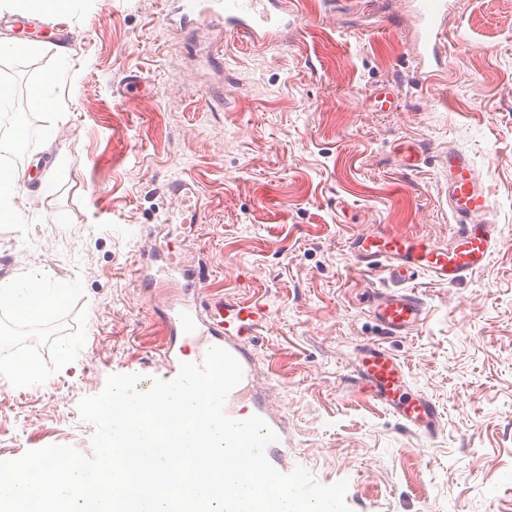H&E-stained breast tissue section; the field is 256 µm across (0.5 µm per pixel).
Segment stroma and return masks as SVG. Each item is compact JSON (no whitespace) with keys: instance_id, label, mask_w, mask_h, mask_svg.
<instances>
[{"instance_id":"obj_1","label":"stroma","mask_w":512,"mask_h":512,"mask_svg":"<svg viewBox=\"0 0 512 512\" xmlns=\"http://www.w3.org/2000/svg\"><path fill=\"white\" fill-rule=\"evenodd\" d=\"M297 2L278 42L250 47L219 25L181 26L173 0H75L61 49L40 16L0 14L1 42L42 46L0 55V88L24 101L19 130L0 133V167L19 173L25 217L0 220V280L66 288L50 341L12 335L46 321L0 307V460L53 444L91 454L79 401L115 373L142 374L143 390L162 378L158 314L185 291L139 285L141 256L158 248L226 297L269 303L231 404L277 434L283 472L347 481L351 512H512V0H449L436 80L413 54L414 0ZM51 74L58 122L34 96ZM133 76L142 90L128 96ZM382 87L397 109L373 110ZM404 141L424 149L415 169L399 165ZM451 149L475 160L499 247L455 286L415 279L425 324L387 335L348 241L385 225L447 244L439 158ZM181 179L193 196L169 192ZM369 342L436 402L437 436L351 387ZM21 357L36 375L5 377Z\"/></svg>"}]
</instances>
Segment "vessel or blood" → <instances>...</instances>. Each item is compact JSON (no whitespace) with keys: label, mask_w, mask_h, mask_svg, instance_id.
<instances>
[{"label":"vessel or blood","mask_w":512,"mask_h":512,"mask_svg":"<svg viewBox=\"0 0 512 512\" xmlns=\"http://www.w3.org/2000/svg\"><path fill=\"white\" fill-rule=\"evenodd\" d=\"M176 11L183 25L220 20L225 31L254 44L280 38L290 24L282 0H230L220 14L206 0H185ZM417 12L422 32L415 53L424 64L437 56L448 0H418ZM441 164L448 177V210L455 225L447 245L386 227L357 234L348 243L359 272L379 267L394 283L392 289L373 292L370 300L372 318L389 335L412 334L425 322L426 302L411 285L417 276L452 286L484 268L497 250L496 226L487 218L491 198L474 159L464 152L451 151L443 156ZM180 277L191 288L193 297L164 313L165 329L188 338L196 335L199 326H206L208 344L199 347L198 356H205L208 346H220L233 354L241 366H248L245 345L259 336L268 323V306L258 300H231L209 292L204 276L194 270L181 271ZM353 381L407 428L429 437L441 430L437 405L411 389L405 364L381 345L367 343L358 348Z\"/></svg>","instance_id":"b4317fda"}]
</instances>
